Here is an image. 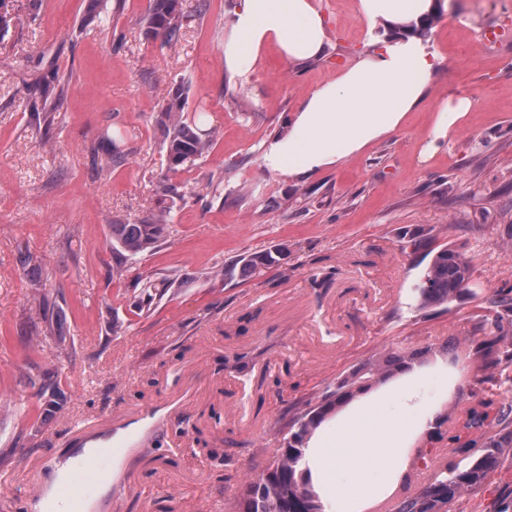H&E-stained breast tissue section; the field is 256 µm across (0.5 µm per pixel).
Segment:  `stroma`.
I'll list each match as a JSON object with an SVG mask.
<instances>
[{
  "label": "stroma",
  "instance_id": "35a3bbf8",
  "mask_svg": "<svg viewBox=\"0 0 512 512\" xmlns=\"http://www.w3.org/2000/svg\"><path fill=\"white\" fill-rule=\"evenodd\" d=\"M173 47L146 35L153 0H14L0 40V500L39 512L22 492L50 486L78 429L165 406L126 463L134 488L109 512H239L246 479L281 448L288 421L362 363L423 352L466 376L421 447H447L453 421L484 395L478 351L492 299L512 291V0H437L425 43L443 63L427 97L394 132L311 177L270 172L264 141L302 99L373 50L357 0H321L330 47L319 61L267 52L249 80L224 70V33L237 0H201ZM65 94H58V83ZM186 89L184 111L217 128L210 151L169 173L155 118ZM476 107L444 138L437 103ZM56 105L49 129L29 101ZM134 131L126 157L101 169L105 127ZM180 184L168 194L164 180ZM166 210L167 240L117 260L114 224ZM464 245L474 298L416 310L412 288L427 251L406 232ZM283 245L258 278L225 281V264ZM30 257V276L18 262ZM122 264V274L112 271ZM174 282L151 309L138 277ZM119 320L121 330L111 328ZM46 385L61 404L37 397ZM209 453L186 448L183 434ZM512 488V450L461 512H494Z\"/></svg>",
  "mask_w": 512,
  "mask_h": 512
}]
</instances>
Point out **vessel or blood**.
<instances>
[{
	"mask_svg": "<svg viewBox=\"0 0 512 512\" xmlns=\"http://www.w3.org/2000/svg\"><path fill=\"white\" fill-rule=\"evenodd\" d=\"M158 415L157 409L144 412L136 422L100 432H90L76 443L80 476L54 489L35 484L29 497L41 504L44 512H95L104 489L129 490L131 481L121 469L122 462L136 450L142 432L149 429Z\"/></svg>",
	"mask_w": 512,
	"mask_h": 512,
	"instance_id": "vessel-or-blood-1",
	"label": "vessel or blood"
}]
</instances>
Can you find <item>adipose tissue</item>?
<instances>
[{
  "label": "adipose tissue",
  "instance_id": "1",
  "mask_svg": "<svg viewBox=\"0 0 512 512\" xmlns=\"http://www.w3.org/2000/svg\"><path fill=\"white\" fill-rule=\"evenodd\" d=\"M432 0H358L368 30L402 27L403 35L375 40L361 56L307 95L285 133L270 139L263 163L271 172L313 175L361 152L395 131L425 98L441 59L430 52L413 26L432 13ZM328 45L318 0H238L224 40V64L231 78L249 79L265 49L276 48L291 63L321 59ZM449 377L448 362L410 363L327 419L307 438L297 470L311 483L325 512H365L387 498L406 474L412 445L440 422L450 391L421 402L418 388L430 376ZM377 470L371 478L369 470Z\"/></svg>",
  "mask_w": 512,
  "mask_h": 512
}]
</instances>
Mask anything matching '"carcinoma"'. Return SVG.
<instances>
[{
  "label": "carcinoma",
  "instance_id": "cac0c4a2",
  "mask_svg": "<svg viewBox=\"0 0 512 512\" xmlns=\"http://www.w3.org/2000/svg\"><path fill=\"white\" fill-rule=\"evenodd\" d=\"M198 11V6L187 0H154V5L143 19L146 34L161 37L167 45H175L184 26ZM184 98L176 93L168 108L159 113L156 126L166 149L168 169L177 172L195 164L213 145L215 132L207 133L194 121L184 116ZM128 133L106 129L101 134L105 165L125 158L122 146ZM169 215L158 212L137 224L110 225L109 246L123 256H137L163 240L169 232ZM433 257L420 275L414 288L415 308L419 311L442 308L470 295L469 281L473 274V259L464 248L444 243L431 248ZM288 253L285 246L243 255L224 266V280L253 279L283 259ZM142 301L172 286V281L147 275L138 281ZM495 317L491 321L493 336L486 339L480 349L482 367L491 371L488 380L498 386H512V331L504 323L512 321V295L504 294L493 302ZM416 361L423 363V355L408 353L391 356L382 362H366L354 368L347 376L328 390L315 404L299 416L288 421L287 437L276 456L244 486L241 512H323L321 502L308 481L296 473V464L303 453V444L310 432L326 417L339 411L345 404L376 384L386 381L397 370ZM512 404L492 392L465 409L457 421L468 429L483 431L481 454L473 451L475 444L461 442V436L449 438L452 444V463L445 465L427 482L411 488L405 478L403 488L407 495L395 512H457L459 501L467 493L479 490L489 475L500 466L505 448H512ZM499 426L493 433L484 431L485 422Z\"/></svg>",
  "mask_w": 512,
  "mask_h": 512
}]
</instances>
